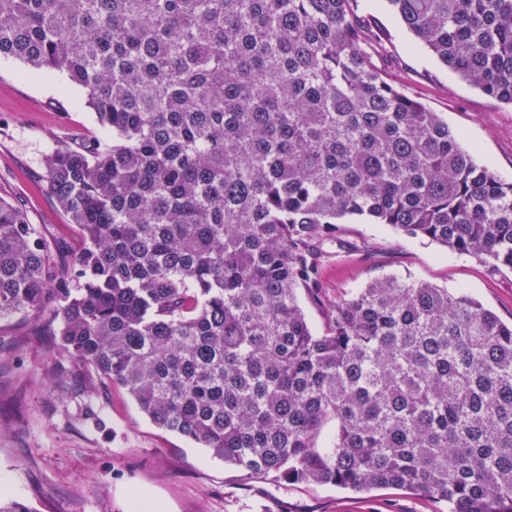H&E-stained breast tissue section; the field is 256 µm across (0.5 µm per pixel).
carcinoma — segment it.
<instances>
[{
  "mask_svg": "<svg viewBox=\"0 0 512 512\" xmlns=\"http://www.w3.org/2000/svg\"><path fill=\"white\" fill-rule=\"evenodd\" d=\"M387 3L512 106V0ZM358 9L0 0V58L63 74L112 135L43 160L79 251L0 197V322L27 316L83 382L247 477L512 512V324L395 275L339 296L320 333L299 305L322 300L347 217L512 269V182L386 80L369 49L390 33Z\"/></svg>",
  "mask_w": 512,
  "mask_h": 512,
  "instance_id": "carcinoma-1",
  "label": "carcinoma"
}]
</instances>
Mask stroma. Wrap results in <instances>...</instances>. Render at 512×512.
<instances>
[{
    "instance_id": "stroma-1",
    "label": "stroma",
    "mask_w": 512,
    "mask_h": 512,
    "mask_svg": "<svg viewBox=\"0 0 512 512\" xmlns=\"http://www.w3.org/2000/svg\"><path fill=\"white\" fill-rule=\"evenodd\" d=\"M359 11L389 30L374 64L409 97L437 112L480 162L512 181V106L462 81L417 44L385 0H359ZM70 138L109 144L81 89L59 73H37L0 59V196L23 208L48 238L79 249L68 216L46 195L40 176L55 143ZM339 237L357 253L328 245L320 265L322 301L300 295L315 331L330 302L385 274L464 289L512 323V271L439 244L408 239L391 227L346 218ZM62 361L47 336H22L0 323V491L34 512H447L401 489L355 494L308 481L248 479L207 449L157 428L124 389L74 382L58 391Z\"/></svg>"
}]
</instances>
